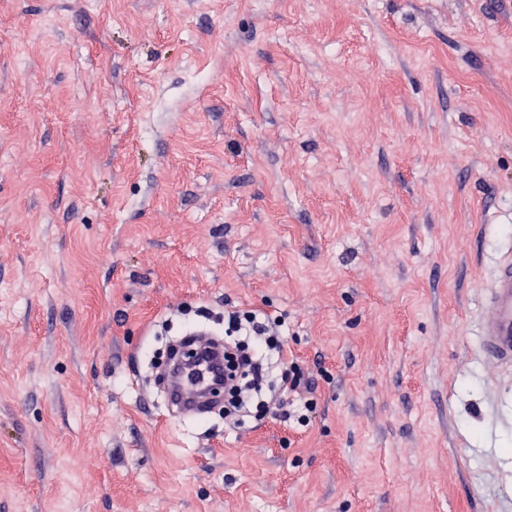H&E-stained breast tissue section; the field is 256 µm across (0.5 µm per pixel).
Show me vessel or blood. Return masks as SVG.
Segmentation results:
<instances>
[{"label": "vessel or blood", "instance_id": "vessel-or-blood-1", "mask_svg": "<svg viewBox=\"0 0 512 512\" xmlns=\"http://www.w3.org/2000/svg\"><path fill=\"white\" fill-rule=\"evenodd\" d=\"M481 352L485 360L512 371V250L499 260L497 274L485 300L479 329ZM200 350L194 362L178 360L169 368L168 403L179 414L203 413L213 402V389L222 384L223 356L208 332L195 331Z\"/></svg>", "mask_w": 512, "mask_h": 512}]
</instances>
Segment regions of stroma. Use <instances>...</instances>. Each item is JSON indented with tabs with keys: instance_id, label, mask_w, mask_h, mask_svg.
I'll return each mask as SVG.
<instances>
[{
	"instance_id": "1",
	"label": "stroma",
	"mask_w": 512,
	"mask_h": 512,
	"mask_svg": "<svg viewBox=\"0 0 512 512\" xmlns=\"http://www.w3.org/2000/svg\"><path fill=\"white\" fill-rule=\"evenodd\" d=\"M509 247L512 0H0V512H512ZM228 304L308 426L146 385ZM481 352L498 368L512 371V250L499 260L497 274L485 300L479 329ZM284 326V319L260 310L224 309V339L232 342L238 351L245 352L238 358V368L244 369V378L250 377L242 391V387L234 385V373L225 366L224 391L226 393L229 388L234 407L233 413L224 412L225 425L229 423L242 428L247 420H258L261 413L274 407L281 408L284 421L292 420L305 426L309 420L315 405L314 384L308 368L285 357ZM271 372L276 377L273 393L270 391L268 397H262ZM226 380H229L228 385ZM241 412L239 418L227 419Z\"/></svg>"
}]
</instances>
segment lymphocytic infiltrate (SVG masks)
I'll return each mask as SVG.
<instances>
[{"instance_id": "obj_1", "label": "lymphocytic infiltrate", "mask_w": 512, "mask_h": 512, "mask_svg": "<svg viewBox=\"0 0 512 512\" xmlns=\"http://www.w3.org/2000/svg\"><path fill=\"white\" fill-rule=\"evenodd\" d=\"M284 319L260 310L229 309L224 313V339L240 350L239 367L247 381L235 386L233 372L224 377L231 386L230 402L244 427L264 411L280 408L285 420L304 425L314 408V384L308 368L284 354Z\"/></svg>"}]
</instances>
